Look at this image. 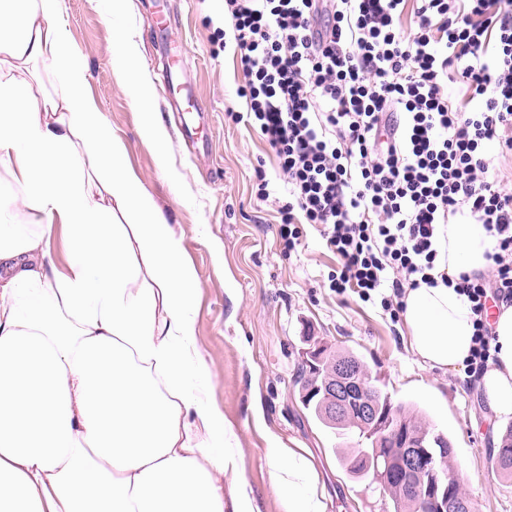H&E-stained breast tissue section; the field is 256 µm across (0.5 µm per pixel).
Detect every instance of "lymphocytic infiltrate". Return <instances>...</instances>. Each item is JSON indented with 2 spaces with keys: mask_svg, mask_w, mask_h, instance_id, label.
I'll return each instance as SVG.
<instances>
[{
  "mask_svg": "<svg viewBox=\"0 0 512 512\" xmlns=\"http://www.w3.org/2000/svg\"><path fill=\"white\" fill-rule=\"evenodd\" d=\"M245 111L288 193L284 252L317 225L336 294L399 322L405 288L435 285L438 225L471 218L496 240L492 278L460 273L476 315L466 362L492 357L489 303H512V190L487 148L512 154V0H225ZM452 84L463 94L448 93Z\"/></svg>",
  "mask_w": 512,
  "mask_h": 512,
  "instance_id": "1",
  "label": "lymphocytic infiltrate"
}]
</instances>
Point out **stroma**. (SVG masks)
<instances>
[{"mask_svg": "<svg viewBox=\"0 0 512 512\" xmlns=\"http://www.w3.org/2000/svg\"><path fill=\"white\" fill-rule=\"evenodd\" d=\"M167 26L157 29V16ZM72 45L89 65L88 94L148 191L169 213L183 238L199 281L196 335L215 376L214 400L234 426L241 445L239 478L251 488L260 512H279L266 457V431L308 448L326 490L327 512H391L389 497L370 478L343 468L336 451L356 437L316 420L300 399L297 382L307 337L331 351L363 356L394 403L410 406L452 441L450 466L475 512H512V478L497 469L493 436L505 423L478 384L420 365L408 354L403 324H392L354 294L330 291L327 274L337 258L316 227L305 226L290 256H283L279 207L285 188L277 160L259 134L232 115L244 108L241 77L224 46V0H133L128 26L153 86L151 109L167 132L162 144L139 135L143 115L112 76V22L94 0H64ZM182 69L209 113L206 147L193 151L182 135L173 104L161 90V64ZM169 165L179 177L175 201ZM269 182L259 196L257 171Z\"/></svg>", "mask_w": 512, "mask_h": 512, "instance_id": "obj_1", "label": "stroma"}]
</instances>
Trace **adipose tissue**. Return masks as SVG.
I'll return each mask as SVG.
<instances>
[{
    "label": "adipose tissue",
    "mask_w": 512,
    "mask_h": 512,
    "mask_svg": "<svg viewBox=\"0 0 512 512\" xmlns=\"http://www.w3.org/2000/svg\"><path fill=\"white\" fill-rule=\"evenodd\" d=\"M96 2L112 19V72L146 108L132 0ZM63 12V0H0V190L14 203L0 209V512H259L246 482H224L240 444L197 343L196 270L89 99ZM38 62L48 71L33 83ZM493 247L485 225H439L437 270L483 272ZM402 303L409 353L464 374L468 298L423 283ZM491 326L479 385L496 418L512 419V305ZM309 455L268 441L283 512H326Z\"/></svg>",
    "instance_id": "obj_1"
}]
</instances>
